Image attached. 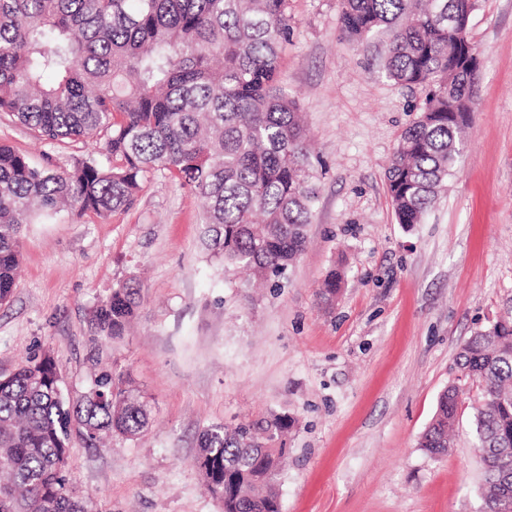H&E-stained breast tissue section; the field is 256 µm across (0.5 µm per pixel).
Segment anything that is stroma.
<instances>
[{
  "label": "stroma",
  "instance_id": "1",
  "mask_svg": "<svg viewBox=\"0 0 512 512\" xmlns=\"http://www.w3.org/2000/svg\"><path fill=\"white\" fill-rule=\"evenodd\" d=\"M293 38L278 83L300 104L315 206L306 246L256 287L202 239L201 200L162 173L136 204L23 227L21 272L0 304V375L50 354L66 386L121 372L152 406L134 440L72 439L66 478L97 512H224L195 465L200 432L270 414L284 439L281 512H480L473 442L478 381L463 343L512 309V0H475L479 80L459 166L422 223H397L385 169L425 92L383 71L387 32L340 31L341 0H289ZM0 142L39 167L105 162L94 146L46 143L0 112ZM344 280L333 305L326 272ZM140 289L125 336L96 341L90 315L120 284ZM460 390L454 446L418 445L440 394Z\"/></svg>",
  "mask_w": 512,
  "mask_h": 512
}]
</instances>
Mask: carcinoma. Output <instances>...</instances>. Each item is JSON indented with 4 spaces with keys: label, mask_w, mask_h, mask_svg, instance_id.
<instances>
[{
    "label": "carcinoma",
    "mask_w": 512,
    "mask_h": 512,
    "mask_svg": "<svg viewBox=\"0 0 512 512\" xmlns=\"http://www.w3.org/2000/svg\"><path fill=\"white\" fill-rule=\"evenodd\" d=\"M472 0H342L343 34L361 42L387 29L385 73L426 91L386 169L399 224H419L447 187L463 151L478 71L456 64ZM288 0H0V112L48 142L102 140L112 160L39 168L0 144V304L16 286L22 225L68 211L106 217L129 208L154 171L205 205L203 241L224 268L278 276L306 243L313 211L307 134L295 98L277 84L291 41ZM327 274L320 297L340 290ZM131 284L90 317L94 335L124 334L139 306ZM459 365L483 389L474 408L484 465L481 512H512V316L469 337ZM459 391L450 386L419 445L451 447ZM148 401L102 370L70 396L53 358L32 356L0 375V512H94L71 491V438L97 448L149 425ZM294 425L286 414L228 431L207 426L196 465L224 512H281L275 484Z\"/></svg>",
    "instance_id": "obj_1"
}]
</instances>
